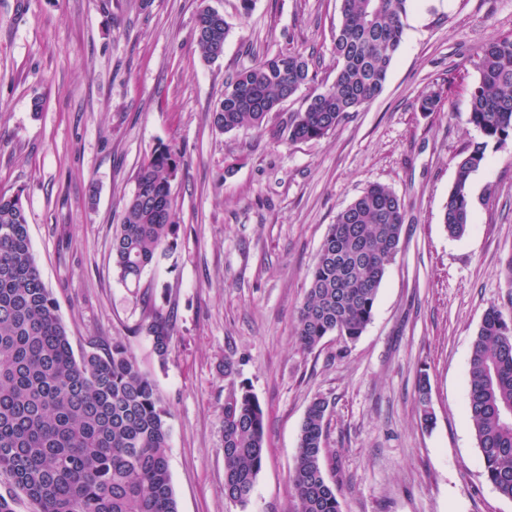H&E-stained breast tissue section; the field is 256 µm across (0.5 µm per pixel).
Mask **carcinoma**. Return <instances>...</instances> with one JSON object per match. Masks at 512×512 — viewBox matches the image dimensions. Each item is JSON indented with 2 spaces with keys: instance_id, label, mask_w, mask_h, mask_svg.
Masks as SVG:
<instances>
[{
  "instance_id": "obj_1",
  "label": "carcinoma",
  "mask_w": 512,
  "mask_h": 512,
  "mask_svg": "<svg viewBox=\"0 0 512 512\" xmlns=\"http://www.w3.org/2000/svg\"><path fill=\"white\" fill-rule=\"evenodd\" d=\"M413 0H340L333 35L336 75L310 94L306 107L285 122L290 141L321 139L383 90L402 44ZM230 31L224 16L200 7L197 49L206 62L224 55ZM313 57L298 50L259 60L231 75L212 112L216 129H260L269 114L313 80ZM479 79L470 91L467 122L481 134L457 163L442 214L448 235L472 225L471 177L490 145L512 138V36L485 42ZM179 149L162 145L140 164L135 189L112 235L119 280L140 287L158 257L177 246L172 183ZM404 203L374 183L330 225L308 274L296 336L305 350L327 336L348 343L370 324L387 266L399 251ZM139 331L152 337L160 360L168 355L172 321L149 308ZM467 412L485 474L512 499V315L490 306L473 342ZM425 425L434 424L426 376L418 382ZM329 402L308 405L294 458L296 512H341L336 487L322 465ZM169 412L149 376L120 341L75 355L55 299L42 281L22 197L0 193V475L11 490L0 512H14V492L36 512H178L167 462ZM265 460V411L246 387L224 403V491L248 502Z\"/></svg>"
}]
</instances>
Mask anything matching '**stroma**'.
Segmentation results:
<instances>
[{
    "mask_svg": "<svg viewBox=\"0 0 512 512\" xmlns=\"http://www.w3.org/2000/svg\"><path fill=\"white\" fill-rule=\"evenodd\" d=\"M231 29L204 61L200 5ZM339 0H0V192H21L46 287L74 351L127 344L169 410L178 512H294L291 473L310 401L329 400L322 464L342 512H512L487 482L467 416L472 344L489 306L512 314V139L471 177L473 223L442 220L468 124L480 47L512 35V0H414L380 95L319 140L282 126L336 74ZM298 49L312 86L262 129L212 125L226 78ZM437 111L419 97L434 89ZM182 150L173 251L139 288L112 269V234L141 162ZM405 203L400 251L355 342L295 336L307 275L337 213L369 184ZM144 291L172 316L166 360L137 333ZM234 372L225 376L224 362ZM427 376L433 427L420 418ZM247 386L267 411L266 458L247 504L224 494V400Z\"/></svg>",
    "mask_w": 512,
    "mask_h": 512,
    "instance_id": "stroma-1",
    "label": "stroma"
}]
</instances>
